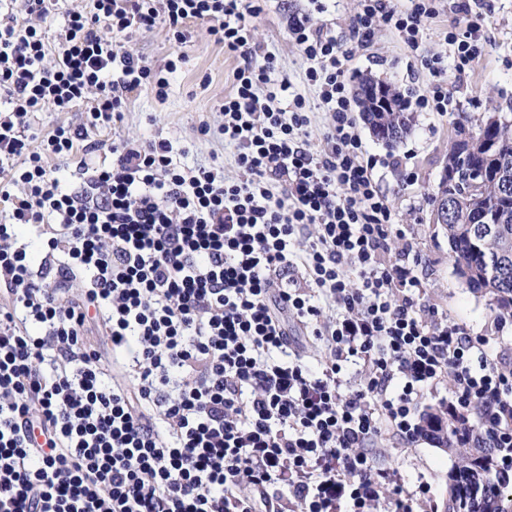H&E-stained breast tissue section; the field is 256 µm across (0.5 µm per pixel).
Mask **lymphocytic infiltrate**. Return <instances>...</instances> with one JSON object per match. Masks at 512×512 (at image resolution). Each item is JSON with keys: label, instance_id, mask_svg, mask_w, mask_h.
<instances>
[{"label": "lymphocytic infiltrate", "instance_id": "lymphocytic-infiltrate-1", "mask_svg": "<svg viewBox=\"0 0 512 512\" xmlns=\"http://www.w3.org/2000/svg\"><path fill=\"white\" fill-rule=\"evenodd\" d=\"M57 5L0 0V512H417L430 485L408 490L375 442H412L419 404L448 373L449 409L477 417L494 476L512 479V361L425 303L419 253L386 262L397 214L335 36L311 14L288 17L330 116L315 152L311 103L272 80L275 57L253 39L260 0H90L52 44L39 23ZM438 13L437 0H358L351 30L366 38L384 22L415 51ZM192 22L238 61L220 132L243 179L182 165L166 138L115 140L104 165L77 160L94 150L89 130L141 91L166 100L184 60L153 66L123 35L161 27L177 47ZM448 43L453 65L421 58L432 81L420 109L453 111L444 76L483 48L471 30ZM89 96L83 126L30 133L28 114ZM52 158L76 161L78 182L62 186ZM37 242L79 296L35 273Z\"/></svg>", "mask_w": 512, "mask_h": 512}]
</instances>
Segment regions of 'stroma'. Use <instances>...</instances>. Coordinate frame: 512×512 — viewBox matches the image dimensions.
Returning a JSON list of instances; mask_svg holds the SVG:
<instances>
[{"instance_id":"1","label":"stroma","mask_w":512,"mask_h":512,"mask_svg":"<svg viewBox=\"0 0 512 512\" xmlns=\"http://www.w3.org/2000/svg\"><path fill=\"white\" fill-rule=\"evenodd\" d=\"M263 7L254 22V39L275 55L277 77L288 78L295 91L307 99H314L315 93L305 82L308 62L287 32V14L291 11L313 14L315 22L342 40L350 58L351 84L370 75L408 94L413 126L396 148L377 141L368 127L360 129L377 161L374 175L386 190L405 232L404 238L393 241L389 257L399 259L405 246L413 245L425 259L419 276L426 284V300L447 314L449 321L464 325L474 335L490 337L488 354L496 356L499 341L512 342V319L497 320L487 297L473 292L455 274L448 258V240L441 226L432 221L429 198L443 175L448 151L457 137V125L473 131L488 118L512 117V0H488L487 7L468 16L457 12L456 0H440V14L424 22L422 45L416 53L384 23L368 40L353 39L350 27L356 0H328L323 13L316 12L313 0H265ZM471 27L480 31L485 44L464 73H447L448 93L456 103L454 112L419 110L416 100L431 81L421 64L422 55L451 57L447 39L450 29L462 33ZM191 33L190 42L181 48L184 63L169 76L168 98L161 102L151 93L142 92L131 101L115 127L90 130L88 140L96 146L95 158L107 155L116 137L134 141L166 138L176 146H190V153L183 158L185 164L191 166L215 154L224 161L226 178H242L234 148L225 145L218 132L224 122L218 107L232 90L237 62L225 54L223 45L212 40L206 25L192 24ZM127 46L157 66L164 65L174 51L159 27L130 33ZM202 121L212 129L205 140L197 132ZM375 453L381 466L398 471L408 490H415L418 477H425L431 485L432 512H444L448 473L456 463L455 456L423 437L404 445L388 434L379 439Z\"/></svg>"}]
</instances>
